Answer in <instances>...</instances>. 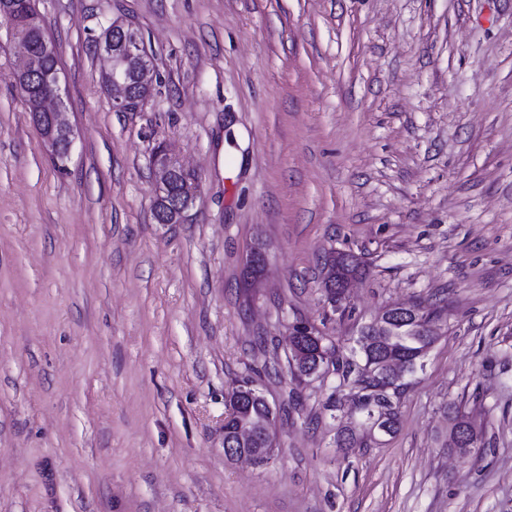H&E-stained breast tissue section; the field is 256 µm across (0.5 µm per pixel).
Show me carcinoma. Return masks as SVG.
<instances>
[{
	"instance_id": "1",
	"label": "carcinoma",
	"mask_w": 512,
	"mask_h": 512,
	"mask_svg": "<svg viewBox=\"0 0 512 512\" xmlns=\"http://www.w3.org/2000/svg\"><path fill=\"white\" fill-rule=\"evenodd\" d=\"M31 11L32 0H20V9L13 21L17 31L28 30ZM360 274L362 264L358 257L350 253H336V283ZM411 308L417 309L416 314L402 313L395 305L386 308L379 318L362 328L356 340V348L348 356L340 355L326 337H316L321 343L322 355L336 370L338 387L355 389L357 405L349 411L341 409L338 397L331 399L326 406V410L336 413V420L341 422L336 432L337 447L350 450L378 442L377 433L370 428L359 435L343 425L347 416L368 424L382 419L390 424L392 432H397L401 397L398 388L405 386V383L396 381L392 366L401 363L412 367L424 362L428 350L438 338L437 322L441 316V308L434 304L413 303ZM244 385L252 386L255 395L228 402L229 411L224 418V447H240L236 431L240 425L248 424L255 432L250 447L259 452L260 463L267 465L272 461L265 451L268 447V429L273 425L275 417L270 415L265 403L259 398L263 389L257 378L245 377L231 391Z\"/></svg>"
}]
</instances>
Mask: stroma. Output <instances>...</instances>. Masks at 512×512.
Masks as SVG:
<instances>
[{
	"mask_svg": "<svg viewBox=\"0 0 512 512\" xmlns=\"http://www.w3.org/2000/svg\"><path fill=\"white\" fill-rule=\"evenodd\" d=\"M35 7L77 138L59 171L0 23V512H512V0ZM117 18L160 76L133 112L93 46ZM159 144L199 184L182 224L153 216ZM333 249L365 268L337 305ZM411 302L445 313L399 431L338 452V377L294 378L292 327L347 354ZM255 374L267 466L224 455ZM449 404L485 430L469 459Z\"/></svg>",
	"mask_w": 512,
	"mask_h": 512,
	"instance_id": "35a3bbf8",
	"label": "stroma"
}]
</instances>
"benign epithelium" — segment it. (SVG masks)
<instances>
[{"label":"benign epithelium","instance_id":"1","mask_svg":"<svg viewBox=\"0 0 512 512\" xmlns=\"http://www.w3.org/2000/svg\"><path fill=\"white\" fill-rule=\"evenodd\" d=\"M35 30L43 45L44 52L49 57H57L56 50L46 33L43 20L34 15ZM123 34L121 41L111 38L114 26H109L95 38L94 49L107 57L110 62L105 71L108 81L105 90L112 99V107L118 112H133L151 94L153 80L151 73L140 70L142 57V37L132 25L119 21ZM14 82L26 96L32 92L33 75L30 73L29 57H24L22 63L13 73ZM43 80L48 87L46 94L38 97V110L31 113V119L48 145L57 167L67 169L74 145L76 133L73 126L65 118L63 99L60 94V69L53 68L46 72ZM151 163L159 176V187L154 207L160 217L161 224H182L192 217L199 198L197 185H185L181 194L175 198L164 195L171 178L175 175H187L190 170L172 154L159 147L151 156Z\"/></svg>","mask_w":512,"mask_h":512}]
</instances>
